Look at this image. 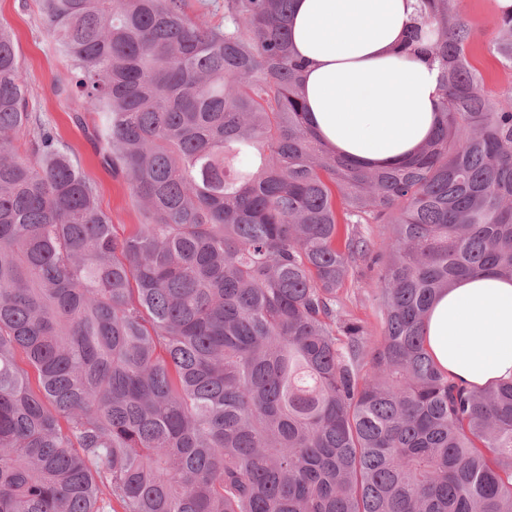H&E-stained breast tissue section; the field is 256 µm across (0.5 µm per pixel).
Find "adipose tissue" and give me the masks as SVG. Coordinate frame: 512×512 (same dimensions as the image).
I'll list each match as a JSON object with an SVG mask.
<instances>
[{"mask_svg":"<svg viewBox=\"0 0 512 512\" xmlns=\"http://www.w3.org/2000/svg\"><path fill=\"white\" fill-rule=\"evenodd\" d=\"M417 0H296L289 27L312 126L335 151L364 165L399 164L436 122V64L397 55ZM427 347L467 389L512 378V279L458 281L432 305Z\"/></svg>","mask_w":512,"mask_h":512,"instance_id":"adipose-tissue-1","label":"adipose tissue"}]
</instances>
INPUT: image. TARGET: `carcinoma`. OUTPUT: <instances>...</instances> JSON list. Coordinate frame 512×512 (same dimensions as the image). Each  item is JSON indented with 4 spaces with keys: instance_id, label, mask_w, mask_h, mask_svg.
Returning <instances> with one entry per match:
<instances>
[{
    "instance_id": "cac0c4a2",
    "label": "carcinoma",
    "mask_w": 512,
    "mask_h": 512,
    "mask_svg": "<svg viewBox=\"0 0 512 512\" xmlns=\"http://www.w3.org/2000/svg\"><path fill=\"white\" fill-rule=\"evenodd\" d=\"M292 2L224 0L215 27L40 0L57 96L143 211L122 235L0 24V512H512V379L465 389L425 336L459 278L512 279V108L456 0H418L397 53L438 64L434 132L361 167L308 122ZM354 224L389 225L374 344L337 310L373 248Z\"/></svg>"
}]
</instances>
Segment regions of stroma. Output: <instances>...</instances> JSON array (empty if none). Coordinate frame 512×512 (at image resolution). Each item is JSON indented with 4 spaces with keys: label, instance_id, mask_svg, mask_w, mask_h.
<instances>
[{
    "label": "stroma",
    "instance_id": "1",
    "mask_svg": "<svg viewBox=\"0 0 512 512\" xmlns=\"http://www.w3.org/2000/svg\"><path fill=\"white\" fill-rule=\"evenodd\" d=\"M462 17L478 28L480 38L471 50V61L481 72L492 94L512 87V71L504 69L488 47L498 36L497 0H462ZM0 23L13 34L22 76L30 91L29 109L54 127L62 142L72 147L78 165L93 186L98 204L118 231L127 232L142 223L143 214L131 198L122 177L104 166L86 126L94 122L87 115L86 126L75 124L68 103L57 97L55 87L69 80L67 58L47 37L38 0H0ZM380 264L371 258L356 261L353 271L339 294L338 310L343 318L361 323L371 336H379L382 306L373 288Z\"/></svg>",
    "mask_w": 512,
    "mask_h": 512
}]
</instances>
